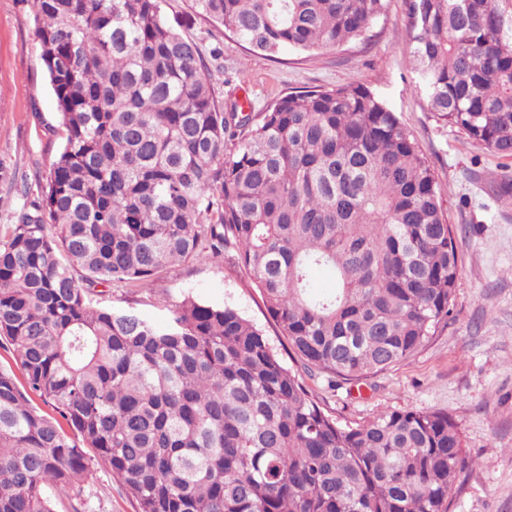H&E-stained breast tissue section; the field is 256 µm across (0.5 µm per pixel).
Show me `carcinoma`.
Wrapping results in <instances>:
<instances>
[{"mask_svg": "<svg viewBox=\"0 0 512 512\" xmlns=\"http://www.w3.org/2000/svg\"><path fill=\"white\" fill-rule=\"evenodd\" d=\"M191 2L272 58L362 41L385 11ZM33 8L65 141L0 242V512H55L94 459L138 512H452L475 461L448 413L343 424L235 308L186 294L152 322L97 300L234 252L319 373L358 382L414 356L448 320L459 264L395 113L359 85L221 105L161 0ZM407 36L437 121L512 158V0H409Z\"/></svg>", "mask_w": 512, "mask_h": 512, "instance_id": "obj_1", "label": "carcinoma"}]
</instances>
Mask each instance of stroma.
I'll use <instances>...</instances> for the list:
<instances>
[{
  "mask_svg": "<svg viewBox=\"0 0 512 512\" xmlns=\"http://www.w3.org/2000/svg\"><path fill=\"white\" fill-rule=\"evenodd\" d=\"M165 16L198 42L221 102L251 98L256 106L298 90L361 85L396 112L432 166L456 231L460 275L447 326L408 360L365 383L331 384L306 369L280 336L263 299L234 254L165 269L145 291L112 287L102 305L162 320L164 302L190 292L236 308L260 328L280 361L298 372L321 406L343 422L388 409L441 410L453 416L467 455L476 460L453 512H512V203L503 204L493 174L512 177L497 157L439 123L415 86L407 39V0H387L369 40L308 55L268 58L196 16L191 0H163ZM63 143V129L35 38L31 0H0V239L12 215L37 199ZM87 512H136L107 467L94 466L84 486Z\"/></svg>",
  "mask_w": 512,
  "mask_h": 512,
  "instance_id": "1",
  "label": "stroma"
}]
</instances>
